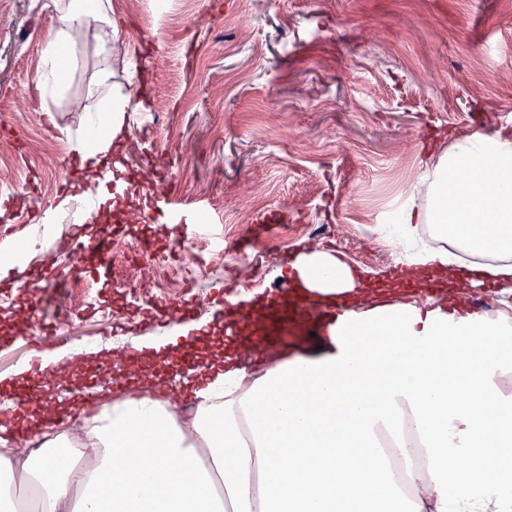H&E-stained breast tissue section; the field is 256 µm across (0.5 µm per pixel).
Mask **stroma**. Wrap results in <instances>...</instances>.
Wrapping results in <instances>:
<instances>
[{
	"label": "stroma",
	"instance_id": "1",
	"mask_svg": "<svg viewBox=\"0 0 512 512\" xmlns=\"http://www.w3.org/2000/svg\"><path fill=\"white\" fill-rule=\"evenodd\" d=\"M49 0H5L0 21V379L23 388L30 352L18 322L40 305L55 342L91 354L106 336L139 348L173 335L180 310L211 322L226 284L259 301L288 268L282 258L322 249L381 281L403 277L380 227L418 194L419 175L449 139L512 131V7L506 0H110L120 26L89 21L69 48L60 95H31L56 16ZM145 86L142 107L103 162L120 158L129 200L111 225H85L91 165L75 149L97 93L95 73ZM153 172L172 211L201 214L219 250L191 284L131 297L117 264L152 254L180 266L173 227L132 222L149 213ZM49 214L48 237L32 234ZM106 240L107 273L53 251L55 238Z\"/></svg>",
	"mask_w": 512,
	"mask_h": 512
}]
</instances>
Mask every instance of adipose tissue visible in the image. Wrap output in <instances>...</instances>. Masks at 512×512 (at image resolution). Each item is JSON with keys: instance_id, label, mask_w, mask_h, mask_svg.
I'll return each mask as SVG.
<instances>
[{"instance_id": "ef3b65f1", "label": "adipose tissue", "mask_w": 512, "mask_h": 512, "mask_svg": "<svg viewBox=\"0 0 512 512\" xmlns=\"http://www.w3.org/2000/svg\"><path fill=\"white\" fill-rule=\"evenodd\" d=\"M37 89L58 81L69 30L106 14L56 0ZM89 115L83 160L111 147L137 85L111 87ZM396 235L403 264L441 272L474 256L469 284L512 294V137L455 139L420 178ZM296 283L319 301L357 295L360 275L328 251L300 254ZM512 317L469 308L459 290L378 300L300 354L240 364L225 349L194 382L117 391L77 432L22 456L0 433V512H512ZM77 450L65 473L56 454Z\"/></svg>"}]
</instances>
